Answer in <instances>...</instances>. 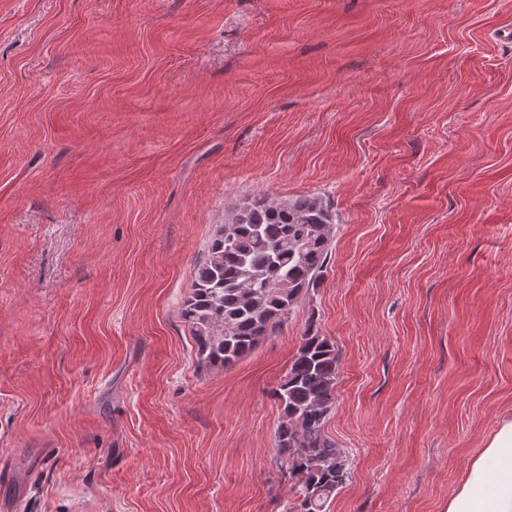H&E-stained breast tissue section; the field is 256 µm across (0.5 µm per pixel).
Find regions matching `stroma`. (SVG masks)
I'll use <instances>...</instances> for the list:
<instances>
[{
    "mask_svg": "<svg viewBox=\"0 0 512 512\" xmlns=\"http://www.w3.org/2000/svg\"><path fill=\"white\" fill-rule=\"evenodd\" d=\"M512 0H0V512H282L335 346L329 512H446L512 416ZM318 196L309 300L228 368L180 317L224 217ZM334 345L308 321L285 378L274 391L281 411L275 433L279 471L292 496L282 512H327L350 477L347 456L325 433L335 401Z\"/></svg>",
    "mask_w": 512,
    "mask_h": 512,
    "instance_id": "stroma-1",
    "label": "stroma"
}]
</instances>
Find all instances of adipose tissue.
Returning a JSON list of instances; mask_svg holds the SVG:
<instances>
[{
    "instance_id": "adipose-tissue-1",
    "label": "adipose tissue",
    "mask_w": 512,
    "mask_h": 512,
    "mask_svg": "<svg viewBox=\"0 0 512 512\" xmlns=\"http://www.w3.org/2000/svg\"><path fill=\"white\" fill-rule=\"evenodd\" d=\"M446 512H512V417L501 420L471 460Z\"/></svg>"
}]
</instances>
